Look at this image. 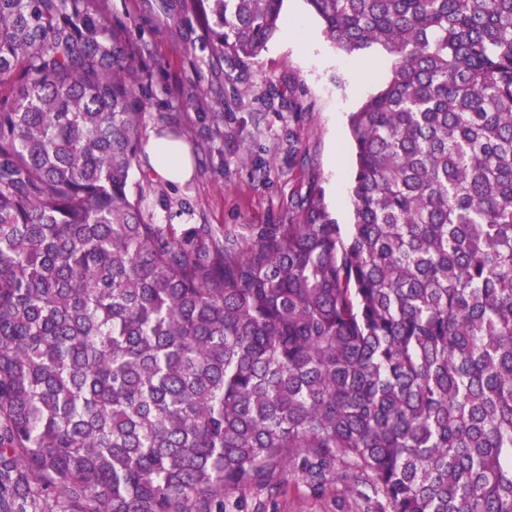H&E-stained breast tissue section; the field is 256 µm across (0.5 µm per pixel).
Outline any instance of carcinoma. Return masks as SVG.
<instances>
[{
  "label": "carcinoma",
  "mask_w": 512,
  "mask_h": 512,
  "mask_svg": "<svg viewBox=\"0 0 512 512\" xmlns=\"http://www.w3.org/2000/svg\"><path fill=\"white\" fill-rule=\"evenodd\" d=\"M284 0H182L255 60ZM390 75L354 224H154L133 55L91 0H0V512H512V0H306ZM284 478L288 483L285 486V492L275 499L274 504H269L268 512H336V495L343 493L349 505L355 507L353 497L345 492V487L341 483H338L337 489L334 487L323 497H316L301 485L299 489L294 487L295 480L288 477V472L285 473Z\"/></svg>",
  "instance_id": "obj_1"
}]
</instances>
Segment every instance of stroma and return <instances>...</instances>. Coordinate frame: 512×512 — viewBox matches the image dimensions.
<instances>
[{
	"label": "stroma",
	"instance_id": "1",
	"mask_svg": "<svg viewBox=\"0 0 512 512\" xmlns=\"http://www.w3.org/2000/svg\"><path fill=\"white\" fill-rule=\"evenodd\" d=\"M105 16L135 54L147 99L143 135L177 131L192 157L185 184L152 177L143 210L157 224H284L288 199L310 181L341 227L351 223L348 116L387 76L380 59L350 56L326 37L305 0H285L281 27L253 62L211 63L191 16H155L146 0H105ZM191 51H184V44ZM222 137H214V128ZM286 485L268 512H336Z\"/></svg>",
	"mask_w": 512,
	"mask_h": 512
}]
</instances>
